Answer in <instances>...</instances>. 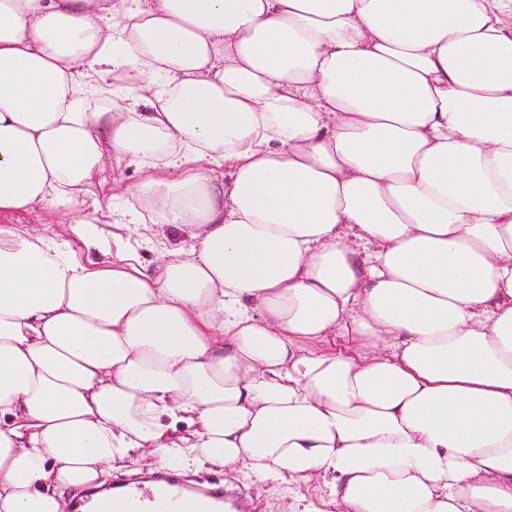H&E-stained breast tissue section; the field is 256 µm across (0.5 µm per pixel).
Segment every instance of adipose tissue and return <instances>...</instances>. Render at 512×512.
<instances>
[{
  "instance_id": "obj_1",
  "label": "adipose tissue",
  "mask_w": 512,
  "mask_h": 512,
  "mask_svg": "<svg viewBox=\"0 0 512 512\" xmlns=\"http://www.w3.org/2000/svg\"><path fill=\"white\" fill-rule=\"evenodd\" d=\"M109 153L193 241L154 272L81 213ZM144 459L512 512V0H0V512ZM18 219V221H16ZM48 220H43L40 222L35 215H23L17 216L14 221L8 222L11 224H17L18 226L22 224H28L29 226H33L38 228L39 230L46 229L47 232L53 236H60L70 242L71 248L75 251L76 255L85 258V253L82 250V247L79 242L74 240L68 233L69 224H56L57 219L53 220V224H44Z\"/></svg>"
}]
</instances>
